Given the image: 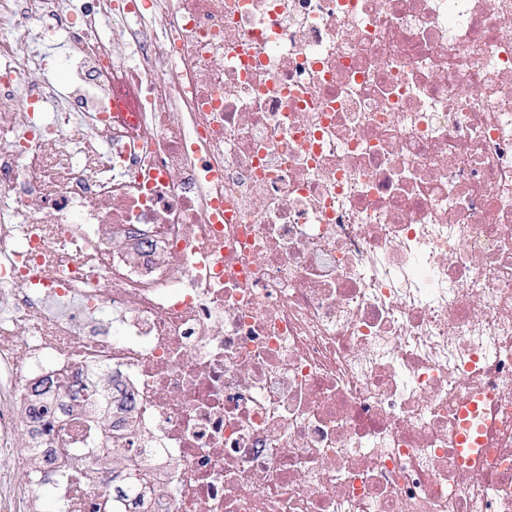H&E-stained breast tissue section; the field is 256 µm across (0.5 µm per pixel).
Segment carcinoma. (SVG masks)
Masks as SVG:
<instances>
[{"mask_svg": "<svg viewBox=\"0 0 512 512\" xmlns=\"http://www.w3.org/2000/svg\"><path fill=\"white\" fill-rule=\"evenodd\" d=\"M84 399L92 407L112 409L113 427H118L136 405V395L117 375L85 376L77 374L72 381L60 386L51 377L40 379L31 387V402L27 420L32 426L33 446L28 453L37 455L45 467L56 462V452L39 444L40 426L51 411H64L71 400ZM144 471L135 458V449H126L124 463L112 470V481L102 484L99 497L103 501L94 512H144L143 504L150 491Z\"/></svg>", "mask_w": 512, "mask_h": 512, "instance_id": "obj_1", "label": "carcinoma"}]
</instances>
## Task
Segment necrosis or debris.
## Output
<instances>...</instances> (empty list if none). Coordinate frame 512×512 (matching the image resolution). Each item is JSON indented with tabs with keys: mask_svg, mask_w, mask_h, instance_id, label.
Listing matches in <instances>:
<instances>
[{
	"mask_svg": "<svg viewBox=\"0 0 512 512\" xmlns=\"http://www.w3.org/2000/svg\"><path fill=\"white\" fill-rule=\"evenodd\" d=\"M0 58V512H93L91 409L16 452L90 367L145 512H512V0H0ZM85 399L91 407L112 409L113 425L117 428L127 413L136 405V395L118 375L85 376L77 373L72 381L60 387L51 377L40 379L31 387V402L27 411V420L32 426L33 447L27 448L28 454L37 455L43 467H52L56 462L54 448L39 444L40 426L47 420L52 410L65 411L70 400ZM490 398L489 393L479 392L472 396L458 413V427L455 430L453 446L459 456L467 460L474 458L479 447L484 446V427L478 422L479 404Z\"/></svg>",
	"mask_w": 512,
	"mask_h": 512,
	"instance_id": "necrosis-or-debris-1",
	"label": "necrosis or debris"
}]
</instances>
